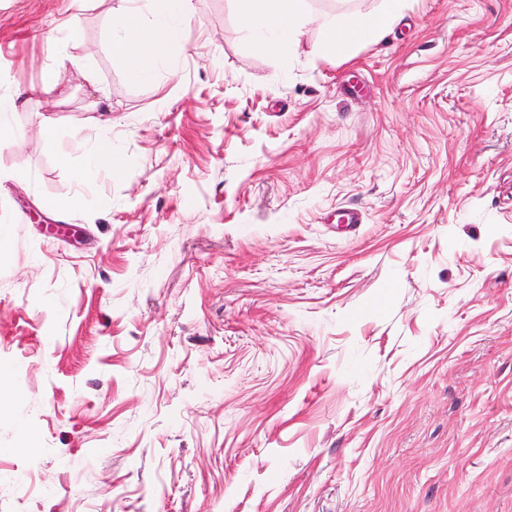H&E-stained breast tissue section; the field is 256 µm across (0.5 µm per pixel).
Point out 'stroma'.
<instances>
[{"label": "stroma", "instance_id": "1", "mask_svg": "<svg viewBox=\"0 0 512 512\" xmlns=\"http://www.w3.org/2000/svg\"><path fill=\"white\" fill-rule=\"evenodd\" d=\"M345 5L135 81L119 0H0V512H512V0ZM404 8V0H384L381 10L377 13H337L327 26L325 44L318 50L333 49L337 56L342 57L358 44L379 41ZM20 99V93L8 91L0 94V138L15 137L17 132L12 127L9 114L14 112L17 107V101ZM112 138L109 135H103L100 138L95 150L91 153L87 161V172L97 170L112 164Z\"/></svg>", "mask_w": 512, "mask_h": 512}]
</instances>
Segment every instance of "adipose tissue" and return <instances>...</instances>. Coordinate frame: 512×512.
Here are the masks:
<instances>
[{
	"label": "adipose tissue",
	"mask_w": 512,
	"mask_h": 512,
	"mask_svg": "<svg viewBox=\"0 0 512 512\" xmlns=\"http://www.w3.org/2000/svg\"><path fill=\"white\" fill-rule=\"evenodd\" d=\"M112 16L113 54L129 64L132 80L150 79L172 66L184 51L182 31L189 20L187 0H123ZM309 0H236L243 28L272 48L298 45ZM405 0H384L380 11L337 13L326 30V48L345 56L357 45L380 40L402 13Z\"/></svg>",
	"instance_id": "ef3b65f1"
}]
</instances>
